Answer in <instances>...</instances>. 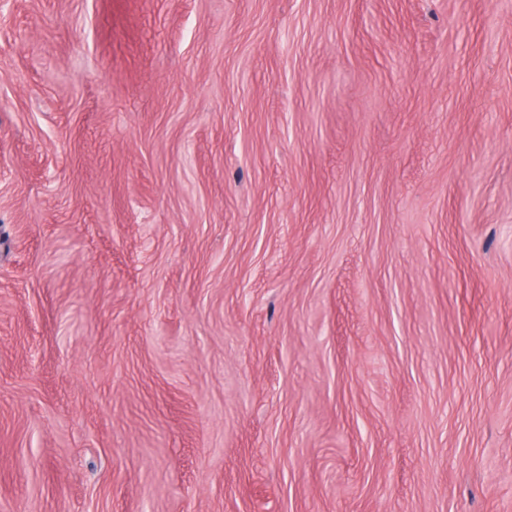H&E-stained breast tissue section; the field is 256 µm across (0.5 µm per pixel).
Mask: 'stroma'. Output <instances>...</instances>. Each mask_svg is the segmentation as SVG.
I'll use <instances>...</instances> for the list:
<instances>
[{
    "label": "stroma",
    "instance_id": "35a3bbf8",
    "mask_svg": "<svg viewBox=\"0 0 512 512\" xmlns=\"http://www.w3.org/2000/svg\"><path fill=\"white\" fill-rule=\"evenodd\" d=\"M0 170V512H512V0H6Z\"/></svg>",
    "mask_w": 512,
    "mask_h": 512
}]
</instances>
